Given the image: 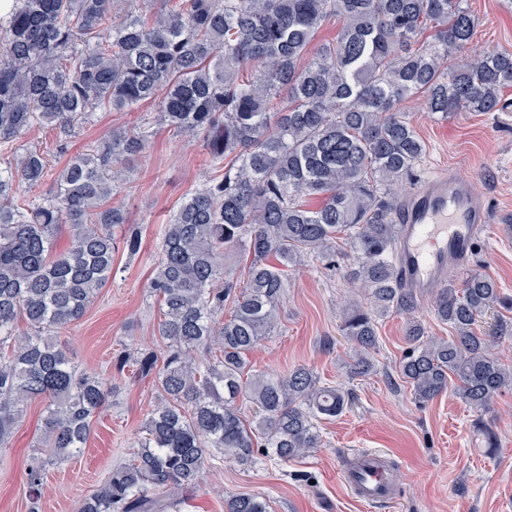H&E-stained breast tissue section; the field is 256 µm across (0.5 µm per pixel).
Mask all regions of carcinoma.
<instances>
[{
  "label": "carcinoma",
  "instance_id": "1",
  "mask_svg": "<svg viewBox=\"0 0 512 512\" xmlns=\"http://www.w3.org/2000/svg\"><path fill=\"white\" fill-rule=\"evenodd\" d=\"M137 2L15 0L0 15V148L37 123L68 138L97 112L157 111L72 156L43 198L27 195L49 176L42 154L0 151V446L39 399L44 446L70 456L105 404L107 379L79 370L56 334L110 284L115 251L141 249L110 204L125 161L159 125L199 140L214 170L166 224L148 284L166 350L140 351L133 366L160 401L132 459L78 512H173L215 453L287 463L320 447L319 421L345 412L349 392L307 367L244 376L277 328L287 272L310 257L334 262L342 243L346 276L367 298L343 314L348 374L372 373L380 320L417 306L398 276L394 186L415 176L425 144L403 103L417 98L442 118L490 113L512 87L511 53L467 55L468 0H163L155 12ZM336 22L337 36L318 41ZM63 227L70 241L58 251ZM226 248L250 258L240 290L224 279ZM502 301L492 278L469 272L434 294L451 336L409 322L399 371L415 403L451 389L479 412L512 390V367L477 330ZM44 467L39 456L28 466L31 512ZM224 512L268 504L236 494Z\"/></svg>",
  "mask_w": 512,
  "mask_h": 512
}]
</instances>
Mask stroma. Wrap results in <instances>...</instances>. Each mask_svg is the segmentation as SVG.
<instances>
[{
    "instance_id": "obj_1",
    "label": "stroma",
    "mask_w": 512,
    "mask_h": 512,
    "mask_svg": "<svg viewBox=\"0 0 512 512\" xmlns=\"http://www.w3.org/2000/svg\"><path fill=\"white\" fill-rule=\"evenodd\" d=\"M469 7L478 20L470 53L512 52V5L507 0H469ZM403 107L427 146L418 176H468L492 218L512 215V88L503 91L500 111L487 114L459 112L444 119L425 112L413 99ZM139 119L136 112L97 113L91 124L76 129L63 150L58 130L37 124L16 150L40 151L55 173L94 141ZM211 173L197 141L162 129L131 161L125 185L113 195V204L123 207L139 229L141 251H116L111 284L79 321L60 333L75 364L109 379L112 388L84 448L67 458H51L40 512H77L80 500L99 489L112 466L133 455L136 433L159 394L151 380L136 378L133 366L120 371L115 364L140 349H162L160 310L148 293L162 232L183 199ZM468 268L486 273L512 298V245L482 236ZM353 299L345 266L329 271L318 259H309L290 271L278 327L250 356L253 369L285 373L306 366L322 382L351 392L349 409L323 421L320 448L285 464L263 457L244 467L212 458L179 512H224L225 497L241 493L266 498L268 512H512V390L495 396L480 415L450 391L423 406L413 401L399 372L408 346V320L420 322L430 336L451 334L436 318L429 295L419 298L413 315L393 313L380 321L374 372L349 379L351 344L339 325ZM479 417L498 437L496 456L481 451L474 428ZM42 418V404L29 405L10 443L0 447V512H29L26 468L42 450ZM364 452L380 453L396 464L394 490L379 503H361L343 479L348 464Z\"/></svg>"
}]
</instances>
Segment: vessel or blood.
<instances>
[{
    "mask_svg": "<svg viewBox=\"0 0 512 512\" xmlns=\"http://www.w3.org/2000/svg\"><path fill=\"white\" fill-rule=\"evenodd\" d=\"M487 208L467 178L435 174L421 180L401 212L397 262L406 288L426 295L443 287L449 268L469 260L478 238L493 229L498 241L512 243V218L488 227ZM346 482L363 502L391 492L382 455L364 454L360 465L345 471Z\"/></svg>",
    "mask_w": 512,
    "mask_h": 512,
    "instance_id": "1",
    "label": "vessel or blood"
}]
</instances>
